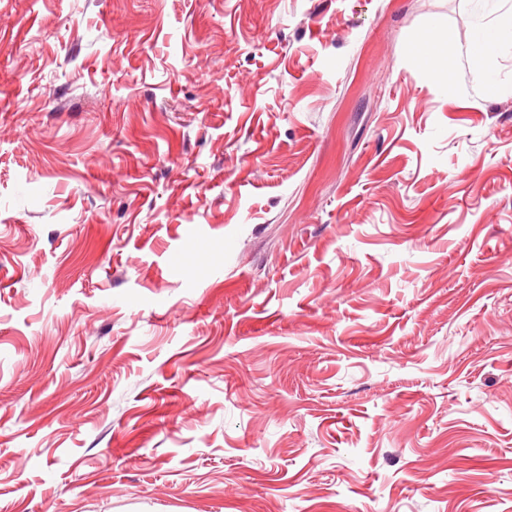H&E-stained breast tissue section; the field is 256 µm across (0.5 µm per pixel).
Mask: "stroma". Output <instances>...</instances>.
<instances>
[{
    "label": "stroma",
    "mask_w": 512,
    "mask_h": 512,
    "mask_svg": "<svg viewBox=\"0 0 512 512\" xmlns=\"http://www.w3.org/2000/svg\"><path fill=\"white\" fill-rule=\"evenodd\" d=\"M511 21L0 0V512H512Z\"/></svg>",
    "instance_id": "obj_1"
}]
</instances>
